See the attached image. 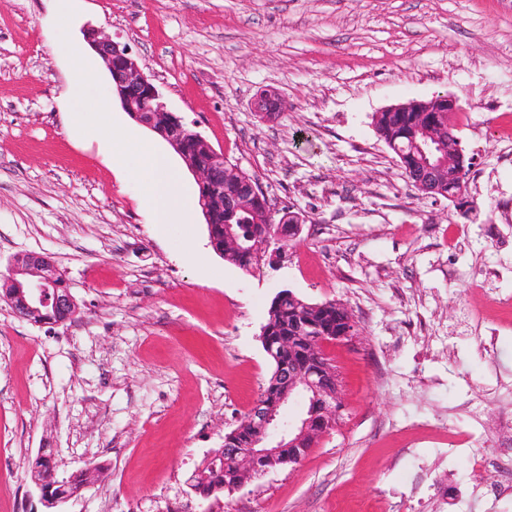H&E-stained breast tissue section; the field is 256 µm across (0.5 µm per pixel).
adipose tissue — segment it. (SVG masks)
Masks as SVG:
<instances>
[{
    "instance_id": "1",
    "label": "adipose tissue",
    "mask_w": 512,
    "mask_h": 512,
    "mask_svg": "<svg viewBox=\"0 0 512 512\" xmlns=\"http://www.w3.org/2000/svg\"><path fill=\"white\" fill-rule=\"evenodd\" d=\"M55 48L74 62L69 91L73 119L108 109L106 101L88 100L87 91L99 81L97 69L88 61L87 50L76 43L69 29H62ZM112 157L125 178L136 180L149 198L156 223L190 224L195 220L197 201L184 189L182 174L170 159L149 142L132 135L112 139Z\"/></svg>"
}]
</instances>
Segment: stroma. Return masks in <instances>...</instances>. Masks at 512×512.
Wrapping results in <instances>:
<instances>
[{
    "label": "stroma",
    "mask_w": 512,
    "mask_h": 512,
    "mask_svg": "<svg viewBox=\"0 0 512 512\" xmlns=\"http://www.w3.org/2000/svg\"><path fill=\"white\" fill-rule=\"evenodd\" d=\"M71 30L129 46L168 108L261 183L272 213L308 216L279 263L248 272L212 250L204 220L156 224L111 158L142 134L121 106L97 134L69 124L71 63L56 0H0V274L55 263L79 312L37 326L0 301V512H512L489 499L455 433L512 442V0H70ZM276 89L286 112L251 107ZM452 95L472 162L462 218L428 198L372 115ZM486 276L475 290V273ZM291 290L351 314L328 345L335 428L300 465L202 501L195 467L224 446L273 365L260 341ZM484 405L488 415L472 412ZM52 448L67 480L46 508L28 465Z\"/></svg>",
    "instance_id": "1"
}]
</instances>
